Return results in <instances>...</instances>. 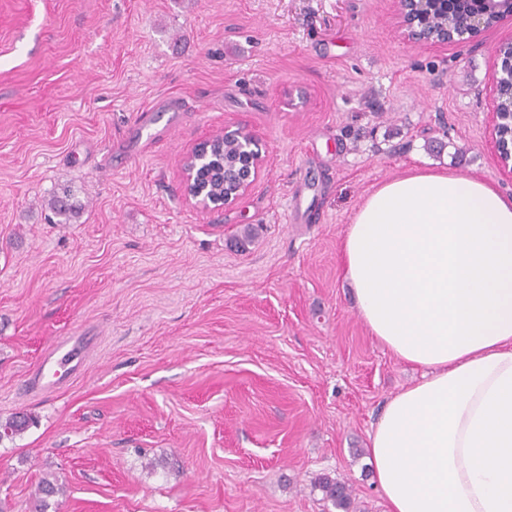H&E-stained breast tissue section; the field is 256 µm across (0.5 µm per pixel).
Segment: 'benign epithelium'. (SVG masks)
Segmentation results:
<instances>
[{
    "mask_svg": "<svg viewBox=\"0 0 512 512\" xmlns=\"http://www.w3.org/2000/svg\"><path fill=\"white\" fill-rule=\"evenodd\" d=\"M441 0H394L396 25L402 39L414 46L435 47L450 43L467 42L474 39L481 29L512 16L511 10H504L503 0H483V10L468 17L466 23L456 29H448L443 23L437 29H429L424 18L431 16L432 11ZM493 80L497 96L493 106V142L501 166L512 173V128L502 132V114L499 106L503 92H508L512 102V61L495 70ZM226 138H237L243 141V156L231 167L224 168V178L233 184V190L220 196L208 191V186L196 182L198 170L207 164L209 149L217 142ZM265 168V159L260 144L242 128L223 132L196 143L183 157L182 186L184 198L205 209L231 210L238 200L252 190L260 180Z\"/></svg>",
    "mask_w": 512,
    "mask_h": 512,
    "instance_id": "obj_1",
    "label": "benign epithelium"
}]
</instances>
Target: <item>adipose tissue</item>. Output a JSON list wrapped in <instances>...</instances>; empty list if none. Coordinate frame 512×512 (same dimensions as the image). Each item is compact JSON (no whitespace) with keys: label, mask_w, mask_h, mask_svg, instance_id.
Segmentation results:
<instances>
[{"label":"adipose tissue","mask_w":512,"mask_h":512,"mask_svg":"<svg viewBox=\"0 0 512 512\" xmlns=\"http://www.w3.org/2000/svg\"><path fill=\"white\" fill-rule=\"evenodd\" d=\"M342 268L372 336L422 371L369 435L387 512H512V198L445 171L385 182Z\"/></svg>","instance_id":"1"}]
</instances>
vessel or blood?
I'll return each instance as SVG.
<instances>
[{"label": "vessel or blood", "instance_id": "1", "mask_svg": "<svg viewBox=\"0 0 512 512\" xmlns=\"http://www.w3.org/2000/svg\"><path fill=\"white\" fill-rule=\"evenodd\" d=\"M87 351V344L78 334L54 342L31 372L29 389L45 391L62 386L83 364Z\"/></svg>", "mask_w": 512, "mask_h": 512}]
</instances>
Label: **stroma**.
<instances>
[{
    "instance_id": "obj_1",
    "label": "stroma",
    "mask_w": 512,
    "mask_h": 512,
    "mask_svg": "<svg viewBox=\"0 0 512 512\" xmlns=\"http://www.w3.org/2000/svg\"><path fill=\"white\" fill-rule=\"evenodd\" d=\"M418 47L393 0H0V512H386L368 460L420 372L359 317L342 233L378 186L447 170L512 197L492 143L495 51ZM185 102L168 111V98ZM167 137L136 151V116ZM266 159L237 205H188L181 160L224 127ZM71 186L83 209L52 224ZM82 370L32 392L53 339ZM314 486L321 491L323 500L330 502L336 509L348 512L351 490L344 481L323 474L315 479Z\"/></svg>"
}]
</instances>
